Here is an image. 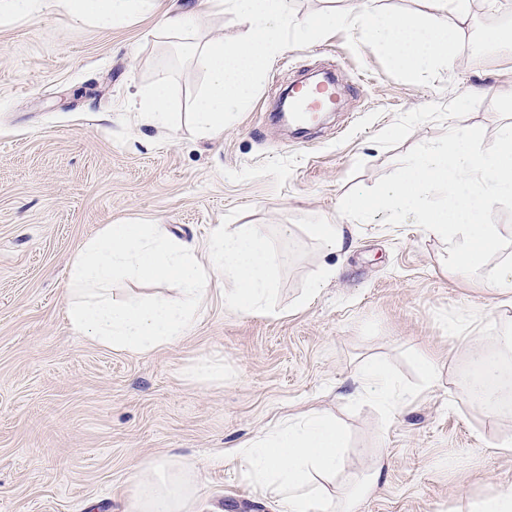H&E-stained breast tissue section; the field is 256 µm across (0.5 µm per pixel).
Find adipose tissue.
Here are the masks:
<instances>
[{"label":"adipose tissue","instance_id":"obj_1","mask_svg":"<svg viewBox=\"0 0 512 512\" xmlns=\"http://www.w3.org/2000/svg\"><path fill=\"white\" fill-rule=\"evenodd\" d=\"M375 0H357L356 16L362 36L378 43L407 68L421 69L457 59V42L448 32L449 20L466 23L471 0H426L425 13L406 18L380 13ZM293 0H199L194 9L162 14L163 35L177 39L189 34L209 14H235L244 26L237 42L208 38L187 45L191 65L203 73L190 121L196 132L215 139L224 133L232 111L248 100L286 48L285 33ZM61 9L77 22L105 28L120 27L151 13L154 0H0V23L30 17L46 7ZM141 110L154 126L174 128L173 98L166 78H159L142 95ZM512 199V125L502 129L491 152L480 150L467 128L452 127L448 136L415 158L396 178L375 194L362 193L340 204L348 223L388 224L414 216L423 236L447 241L448 266L454 272L479 277L484 288L512 291V259L489 264L500 250V233L491 212ZM348 224L318 222L305 225L322 257L308 294H316L335 277V258L346 250ZM502 370L485 360L480 378H460L459 386L482 402L490 416L503 417ZM359 394L394 410L408 397L397 389L386 370L364 365L355 377ZM344 429L325 414L289 419L282 428L240 450L258 483L274 493L283 512H355L361 497L377 488L369 475L351 493L336 497L329 484L342 465ZM131 481L133 512H188L196 488L182 469L168 459L142 461Z\"/></svg>","mask_w":512,"mask_h":512}]
</instances>
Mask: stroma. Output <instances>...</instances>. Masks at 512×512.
<instances>
[{
    "instance_id": "35a3bbf8",
    "label": "stroma",
    "mask_w": 512,
    "mask_h": 512,
    "mask_svg": "<svg viewBox=\"0 0 512 512\" xmlns=\"http://www.w3.org/2000/svg\"><path fill=\"white\" fill-rule=\"evenodd\" d=\"M352 9L295 0L288 50L217 140L184 120L151 126L132 108L164 74L189 112L203 83L180 41L155 36L157 17L106 29L49 7L0 25V512H131L129 476L148 457L196 463L191 512H277L236 450L311 410L346 429L336 490L380 472L358 512H465L467 500L512 488V451L497 446L512 416L489 417L455 383L475 346L512 328V305L449 273L446 243L414 218L353 225L315 296L319 253L290 264L273 315L227 310L215 280L193 330L145 354L74 334L65 319L71 265L106 225L152 221L201 247L205 263L232 208L268 230L342 224V198L379 190L450 124L493 150L512 123L499 95L512 86V50L484 33L512 26V0H472L453 32L457 61L422 74L360 38ZM326 13L340 23L302 38ZM319 67L347 81V107L305 142L269 113L287 83ZM371 359L410 394L394 411L355 389Z\"/></svg>"
}]
</instances>
